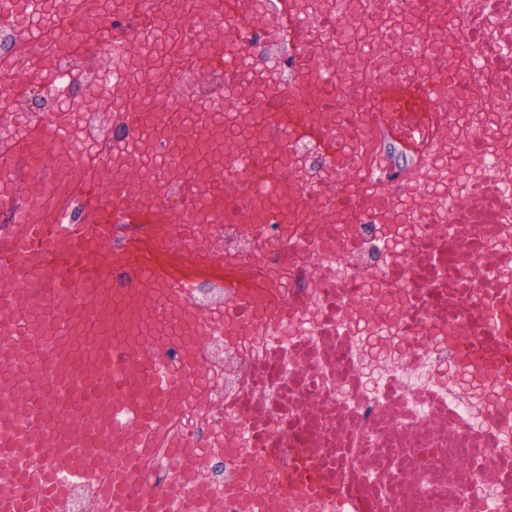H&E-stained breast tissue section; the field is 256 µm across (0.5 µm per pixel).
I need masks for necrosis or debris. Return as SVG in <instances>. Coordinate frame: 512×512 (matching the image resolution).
I'll return each instance as SVG.
<instances>
[{
  "label": "necrosis or debris",
  "mask_w": 512,
  "mask_h": 512,
  "mask_svg": "<svg viewBox=\"0 0 512 512\" xmlns=\"http://www.w3.org/2000/svg\"><path fill=\"white\" fill-rule=\"evenodd\" d=\"M182 20L210 70L187 77L183 106L281 107L276 125L253 123L249 159L228 139L201 174L224 211L199 227L223 241V266L186 271L194 303L224 314L203 339L209 393L136 486H180L195 512H512V0H228ZM151 32L169 27L115 0L98 38L70 45L53 27L50 81L26 67L16 25L0 22V60L20 63L18 92L48 119L97 85L90 56H128ZM378 79L456 93L439 141L457 182L424 205L411 201L430 158L397 173L388 130L349 131ZM114 112L111 129L84 122L106 165L140 140ZM270 170L284 190L262 202ZM230 279L255 310L235 306ZM175 444L208 453L185 468Z\"/></svg>",
  "instance_id": "necrosis-or-debris-1"
}]
</instances>
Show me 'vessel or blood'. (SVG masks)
I'll use <instances>...</instances> for the list:
<instances>
[{
    "label": "vessel or blood",
    "instance_id": "b4317fda",
    "mask_svg": "<svg viewBox=\"0 0 512 512\" xmlns=\"http://www.w3.org/2000/svg\"><path fill=\"white\" fill-rule=\"evenodd\" d=\"M45 3L0 0V15L38 14ZM137 7L181 31L169 0H137ZM111 15L112 0H97L94 12L75 16L72 37ZM449 95L421 81H382L373 91L407 140ZM146 121L174 139L187 128L177 107L159 106L150 94L126 117L131 129ZM68 142L58 114L31 123L24 139L0 151V168L13 172L11 194L32 183L44 188L29 197L24 223L0 227V512H58L70 492L57 479L63 471L91 486L106 512H164L176 496L193 512L178 487L134 495L129 484L132 465L186 400L164 371L167 353L204 331L179 273L204 251L196 170L183 153L170 152L162 187L149 201L154 223L117 249L116 226L141 216L134 168L118 177L92 164L74 172L73 180L99 189L84 222L45 221L60 201L61 180L33 156Z\"/></svg>",
    "mask_w": 512,
    "mask_h": 512
}]
</instances>
